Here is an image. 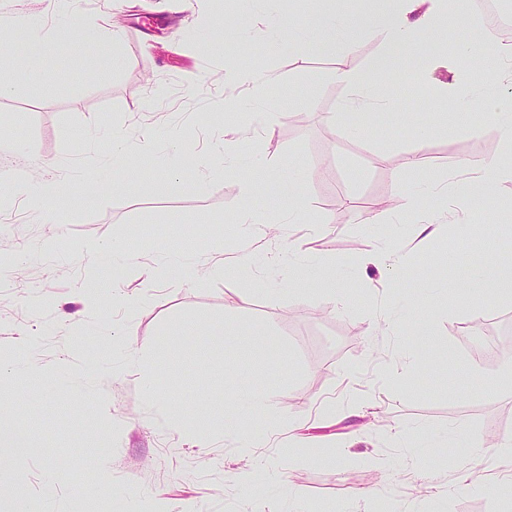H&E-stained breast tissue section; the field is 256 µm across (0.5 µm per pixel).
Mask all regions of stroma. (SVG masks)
I'll return each mask as SVG.
<instances>
[{
    "instance_id": "35a3bbf8",
    "label": "stroma",
    "mask_w": 512,
    "mask_h": 512,
    "mask_svg": "<svg viewBox=\"0 0 512 512\" xmlns=\"http://www.w3.org/2000/svg\"><path fill=\"white\" fill-rule=\"evenodd\" d=\"M321 0H0L45 30L61 15L120 29V64L95 50L96 35L74 30L67 53L51 58L50 79H31L0 48L12 91L0 97V399L35 451L0 475V512L23 494L29 512H375L365 495L384 492L386 512H512V455L472 454L488 434L512 438V392L490 384L512 377V344L495 361L478 340L512 341V295L468 281V262L441 255L456 238L477 256L512 262V180L499 183L482 214L451 205L464 173L499 146L487 107L437 109L433 84L454 69L431 53L401 58L380 92L393 102L355 138L336 127L349 97L340 70H368L381 45L363 31L331 54L266 48L268 25L314 27ZM249 50L232 52L240 36ZM270 73L275 116L251 135L233 165L224 135L238 114L219 111L229 89L224 69ZM164 98H156L157 88ZM427 120L434 134L424 165L406 156ZM120 134L128 169L107 162ZM195 154L185 167L180 151ZM297 171L306 208L299 224L270 236L239 221L249 202L270 220L280 195H247L251 177ZM56 177L66 189L63 223L39 221L22 187ZM442 227L415 248L404 223L410 195ZM125 242L124 265L104 263L92 245ZM400 248L406 272L381 274L362 259L366 246ZM179 269L164 279L155 262ZM221 263L224 277L209 266ZM195 271L185 278L181 266ZM100 267V307L76 291ZM138 299L113 302V289ZM428 300L418 323L414 294ZM247 310L233 311L239 297ZM237 328L224 333L225 321ZM100 353L112 375L92 367L60 378L77 346ZM421 359L404 366L406 357ZM395 361V375L375 373ZM165 402L148 398L147 387ZM262 394L253 422L266 437L256 488L241 478L250 459L231 439L241 395ZM115 427L104 437L99 423ZM103 455L109 486L87 481ZM69 479L47 489L50 471ZM478 472L479 483L463 481Z\"/></svg>"
}]
</instances>
